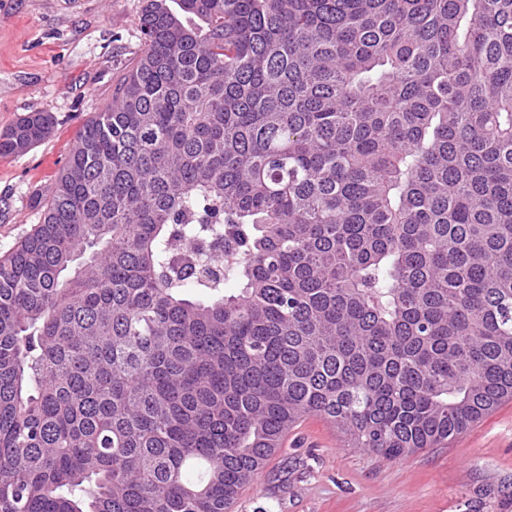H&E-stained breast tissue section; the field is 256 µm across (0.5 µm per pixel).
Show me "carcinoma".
I'll list each match as a JSON object with an SVG mask.
<instances>
[{
  "label": "carcinoma",
  "mask_w": 512,
  "mask_h": 512,
  "mask_svg": "<svg viewBox=\"0 0 512 512\" xmlns=\"http://www.w3.org/2000/svg\"><path fill=\"white\" fill-rule=\"evenodd\" d=\"M139 29L0 256V512H226L303 418L399 458L512 399V0Z\"/></svg>",
  "instance_id": "cac0c4a2"
}]
</instances>
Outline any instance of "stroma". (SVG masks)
Returning a JSON list of instances; mask_svg holds the SVG:
<instances>
[{"label":"stroma","mask_w":512,"mask_h":512,"mask_svg":"<svg viewBox=\"0 0 512 512\" xmlns=\"http://www.w3.org/2000/svg\"><path fill=\"white\" fill-rule=\"evenodd\" d=\"M142 0H0V129L36 111L51 134L0 157V256L40 221L83 125L141 52ZM229 512H512V400L433 448L388 458L308 417Z\"/></svg>","instance_id":"1"}]
</instances>
